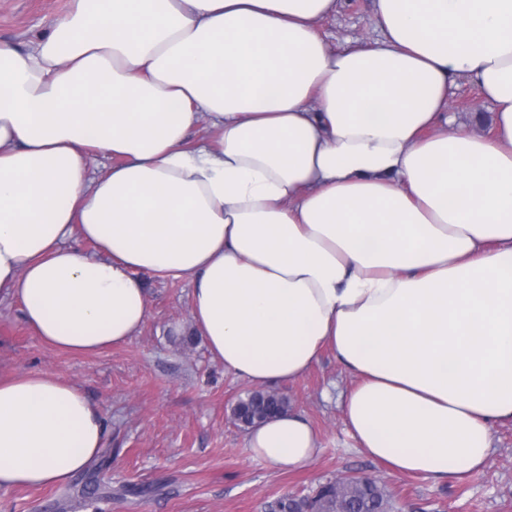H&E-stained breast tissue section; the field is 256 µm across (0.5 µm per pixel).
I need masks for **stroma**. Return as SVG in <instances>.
I'll use <instances>...</instances> for the list:
<instances>
[{"instance_id": "obj_1", "label": "stroma", "mask_w": 512, "mask_h": 512, "mask_svg": "<svg viewBox=\"0 0 512 512\" xmlns=\"http://www.w3.org/2000/svg\"><path fill=\"white\" fill-rule=\"evenodd\" d=\"M71 7L72 0H0V43L26 48ZM321 31L338 49L377 38L373 0H338ZM448 109L471 131L489 134L492 107L466 78L455 77ZM143 279L150 311L140 332L92 355L50 347L27 324L19 300L0 298V374H55L80 388L107 422L114 494L71 512H265L274 499L309 494L343 472L377 476L392 512H512L511 424L493 428L486 466L465 478L436 483L394 474L351 448L336 399L352 380L329 350L300 381L280 389L320 434L313 462L283 473L252 457L245 429L231 418L249 385L226 374L197 336L191 281L149 273ZM133 487L140 495H130ZM59 493L0 487V512H47Z\"/></svg>"}]
</instances>
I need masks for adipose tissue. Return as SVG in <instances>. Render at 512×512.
<instances>
[{
	"instance_id": "1",
	"label": "adipose tissue",
	"mask_w": 512,
	"mask_h": 512,
	"mask_svg": "<svg viewBox=\"0 0 512 512\" xmlns=\"http://www.w3.org/2000/svg\"><path fill=\"white\" fill-rule=\"evenodd\" d=\"M335 7L75 0L29 48L0 46V294L92 354L145 323L140 272L191 278L225 372L293 383L332 350L354 448L461 479L512 423V0H375L379 37L341 50L320 32ZM457 75L491 136L452 127ZM105 430L77 386L0 377V487L65 483ZM247 441L281 471L320 446L292 410Z\"/></svg>"
}]
</instances>
